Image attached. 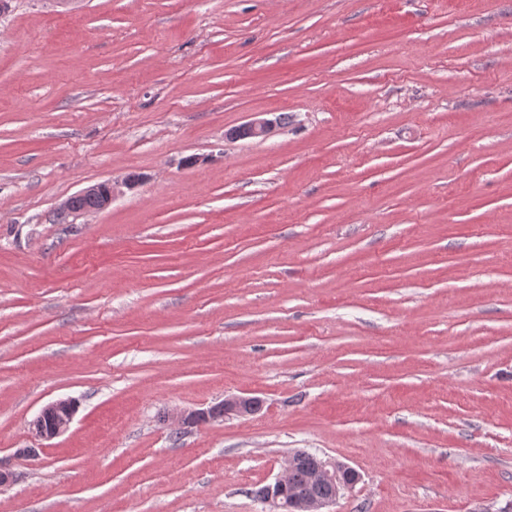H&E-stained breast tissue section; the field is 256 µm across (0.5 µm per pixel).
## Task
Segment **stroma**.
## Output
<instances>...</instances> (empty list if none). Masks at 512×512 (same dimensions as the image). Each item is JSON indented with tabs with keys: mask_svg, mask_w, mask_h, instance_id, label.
<instances>
[{
	"mask_svg": "<svg viewBox=\"0 0 512 512\" xmlns=\"http://www.w3.org/2000/svg\"><path fill=\"white\" fill-rule=\"evenodd\" d=\"M297 450L328 512H512V0H13L0 512H271ZM280 119L275 117L273 119L271 118H259L254 119L246 124L242 125L239 128H236L230 132L231 136L234 137H245V134L243 131L246 132L247 137L249 138H268L270 135H272L276 128L279 127ZM242 128V130H241ZM246 138V137H245ZM82 197H97L99 199V204L97 207L93 209H79L82 207H91L95 205V201L93 199ZM113 197L114 186L111 181H108L106 183L95 184L83 189L76 195L71 196L66 201H64L60 205L59 215L61 216V218H66L69 216L78 217L85 214L97 213L108 208L112 203ZM75 203L79 208L75 206ZM259 405L260 401L257 397L232 396L225 398L224 402L220 404L222 412H212L211 407L207 410H196L183 413L178 419V425L181 428L191 427L201 422L200 418L203 417H207V420L217 421L224 420V417L252 415L256 412ZM220 406H216L215 409L220 410ZM76 412V404L72 399H59L49 403L33 421V429L40 431L48 426L49 420L40 416L51 417L54 422L49 428L35 432L36 436L49 440L64 434L73 422ZM294 454L285 459L281 471L273 483L252 491L254 497L270 504L276 512H327L323 509L333 502L324 499L337 498L336 487L338 489L340 487L346 489L352 487L359 480L357 471L351 466L332 458L323 459L321 463V458L317 455L308 451H302L294 458L293 472L288 483ZM313 470H315L312 474V482L314 484H319L325 480L332 482L323 484L316 490V493L324 499L319 498L315 494L314 488L308 492V477ZM350 478L352 480H349ZM286 487L287 496L299 497L289 500L288 504L284 503L281 494L282 489Z\"/></svg>",
	"mask_w": 512,
	"mask_h": 512,
	"instance_id": "stroma-1",
	"label": "stroma"
}]
</instances>
